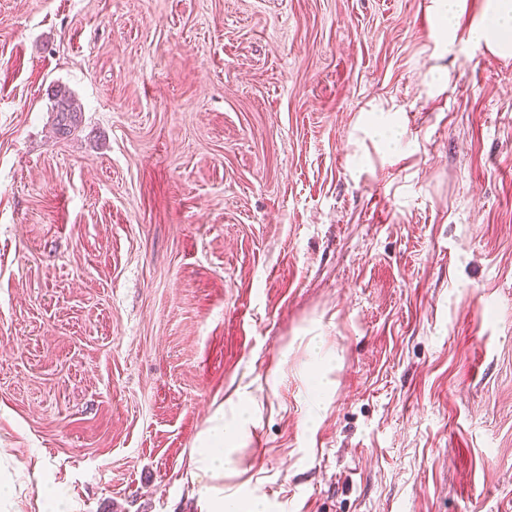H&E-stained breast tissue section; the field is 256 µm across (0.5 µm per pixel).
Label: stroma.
<instances>
[{"instance_id": "35a3bbf8", "label": "stroma", "mask_w": 512, "mask_h": 512, "mask_svg": "<svg viewBox=\"0 0 512 512\" xmlns=\"http://www.w3.org/2000/svg\"><path fill=\"white\" fill-rule=\"evenodd\" d=\"M427 4L0 0L23 512L40 484L199 512L184 469L219 412L224 492L267 512H512V59L459 50L428 98ZM379 103L406 123L388 160L358 131ZM53 98L52 112L55 113L54 123L61 136H69L77 127L82 107L66 89L56 87L51 91Z\"/></svg>"}]
</instances>
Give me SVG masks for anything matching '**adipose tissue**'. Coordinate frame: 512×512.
Wrapping results in <instances>:
<instances>
[{"label": "adipose tissue", "mask_w": 512, "mask_h": 512, "mask_svg": "<svg viewBox=\"0 0 512 512\" xmlns=\"http://www.w3.org/2000/svg\"><path fill=\"white\" fill-rule=\"evenodd\" d=\"M429 16L437 29L433 55L442 60L459 47L474 44L491 55L512 58V0H429ZM229 449L224 446V426L208 429L203 448L191 457L185 479L207 512H265L260 498L244 502L225 496L224 471Z\"/></svg>", "instance_id": "adipose-tissue-1"}]
</instances>
